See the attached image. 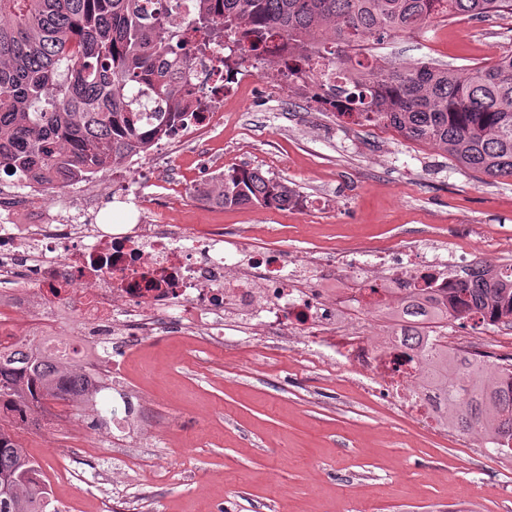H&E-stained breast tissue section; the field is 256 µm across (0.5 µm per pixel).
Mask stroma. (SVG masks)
<instances>
[{
    "mask_svg": "<svg viewBox=\"0 0 512 512\" xmlns=\"http://www.w3.org/2000/svg\"><path fill=\"white\" fill-rule=\"evenodd\" d=\"M512 52V15L431 22L385 40V66L429 62L463 72ZM224 91L203 135L162 139L129 177L99 172L84 189L96 221L131 223L134 186L148 218L312 261L338 250L400 247L446 264L497 252L512 263V179L474 173L394 130L349 124L289 86L266 62ZM254 168L287 180L298 207H224L207 199L220 173ZM490 361L512 356V327L462 328ZM296 328L229 330L222 344L160 326L112 339L121 377L99 406L133 410L93 425L58 403L15 433L48 478L53 512H512V454L479 435L429 427L378 403L344 368L301 360ZM55 455H43L46 445Z\"/></svg>",
    "mask_w": 512,
    "mask_h": 512,
    "instance_id": "obj_1",
    "label": "stroma"
}]
</instances>
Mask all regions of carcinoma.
<instances>
[{
    "label": "carcinoma",
    "mask_w": 512,
    "mask_h": 512,
    "mask_svg": "<svg viewBox=\"0 0 512 512\" xmlns=\"http://www.w3.org/2000/svg\"><path fill=\"white\" fill-rule=\"evenodd\" d=\"M173 0H0V173L53 190L67 175L100 172L147 153L193 116V89L178 85L184 46L217 30L245 57L272 60L288 84L311 83L314 99L355 125L391 128L463 166L512 178V53L463 74L428 62L368 61L385 38L430 21L512 13V0H192L172 28ZM288 54H270L274 39ZM227 206L293 208L288 181L232 168L211 196ZM512 324V276L484 270L459 280L448 300L417 288L382 308L422 370L419 389L438 422L481 433L512 452V362L483 379L485 360L436 338L448 322L476 317ZM0 349V415L61 402L93 404L100 380L80 361ZM40 468L0 425V512H46Z\"/></svg>",
    "instance_id": "1"
}]
</instances>
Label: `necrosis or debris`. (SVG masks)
Here are the masks:
<instances>
[{
    "label": "necrosis or debris",
    "instance_id": "4bbe7bcc",
    "mask_svg": "<svg viewBox=\"0 0 512 512\" xmlns=\"http://www.w3.org/2000/svg\"><path fill=\"white\" fill-rule=\"evenodd\" d=\"M181 78L198 99L194 124L183 129L189 135L209 127L222 108L212 91L224 81L221 36L191 46ZM94 180L88 173L66 182L69 208L30 224L14 223L10 206L0 207V273L9 274L15 265L32 267L28 287L0 301V347L25 342L35 332L43 346L80 359L107 348L116 329L141 316L204 331L216 342L229 321L267 336L290 322L304 349L330 342L331 365L348 368L358 384L403 415L434 422L410 385L416 366L398 363V348L379 329L377 306L393 301L400 289L427 283L447 298L456 280L444 266L411 252L373 271L362 249L339 253L325 266L250 250L247 271L232 275L222 235L178 233L166 224L116 232L86 224L80 191ZM329 279L340 288L327 296L320 284ZM63 308L75 315L78 335H56L55 316Z\"/></svg>",
    "mask_w": 512,
    "mask_h": 512
}]
</instances>
